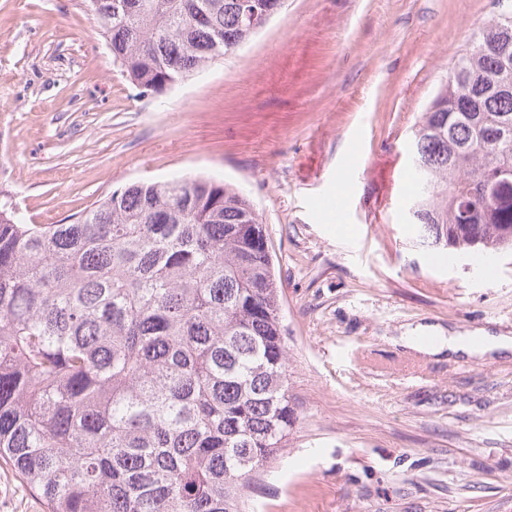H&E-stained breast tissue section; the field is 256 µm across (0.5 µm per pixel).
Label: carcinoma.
Instances as JSON below:
<instances>
[{
  "mask_svg": "<svg viewBox=\"0 0 512 512\" xmlns=\"http://www.w3.org/2000/svg\"><path fill=\"white\" fill-rule=\"evenodd\" d=\"M142 92L209 68L284 0H86ZM499 11L474 40L512 31ZM415 244L512 250V57L462 50L413 133ZM299 420L263 221L204 177L70 224L0 204V460L48 512H242Z\"/></svg>",
  "mask_w": 512,
  "mask_h": 512,
  "instance_id": "1",
  "label": "carcinoma"
}]
</instances>
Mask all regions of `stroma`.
I'll return each mask as SVG.
<instances>
[{
  "label": "stroma",
  "instance_id": "35a3bbf8",
  "mask_svg": "<svg viewBox=\"0 0 512 512\" xmlns=\"http://www.w3.org/2000/svg\"><path fill=\"white\" fill-rule=\"evenodd\" d=\"M497 0H286L158 94L84 0H0V202L63 224L128 185L207 175L266 226L300 414L247 512H512V350L426 355L416 328L512 336V252L483 281L406 219L412 133ZM345 196L336 234L323 197ZM0 512H47L0 464Z\"/></svg>",
  "mask_w": 512,
  "mask_h": 512
}]
</instances>
